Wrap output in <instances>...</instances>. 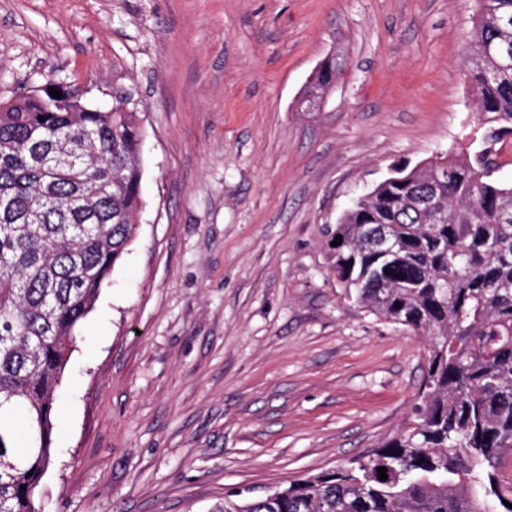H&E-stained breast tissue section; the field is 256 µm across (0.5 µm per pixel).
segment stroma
<instances>
[{
	"label": "stroma",
	"mask_w": 512,
	"mask_h": 512,
	"mask_svg": "<svg viewBox=\"0 0 512 512\" xmlns=\"http://www.w3.org/2000/svg\"><path fill=\"white\" fill-rule=\"evenodd\" d=\"M476 0H0V101L133 93L138 237L76 329L43 512H211L412 419L423 336L346 297L327 231L480 134ZM342 72L310 112L317 67Z\"/></svg>",
	"instance_id": "obj_1"
}]
</instances>
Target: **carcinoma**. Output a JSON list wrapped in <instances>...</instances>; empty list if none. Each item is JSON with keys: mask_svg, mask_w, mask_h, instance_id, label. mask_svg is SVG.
<instances>
[{"mask_svg": "<svg viewBox=\"0 0 512 512\" xmlns=\"http://www.w3.org/2000/svg\"><path fill=\"white\" fill-rule=\"evenodd\" d=\"M464 78L483 133L465 158L396 171L353 197L327 240L330 267L371 313L427 342L414 419L363 460L212 512H497L512 448V0H478ZM338 75L327 61L301 99ZM131 93L0 104V512H41L55 396L77 325L137 235L141 131ZM390 230L379 255L365 231ZM338 245H333V242ZM388 479L379 480V468Z\"/></svg>", "mask_w": 512, "mask_h": 512, "instance_id": "carcinoma-1", "label": "carcinoma"}]
</instances>
